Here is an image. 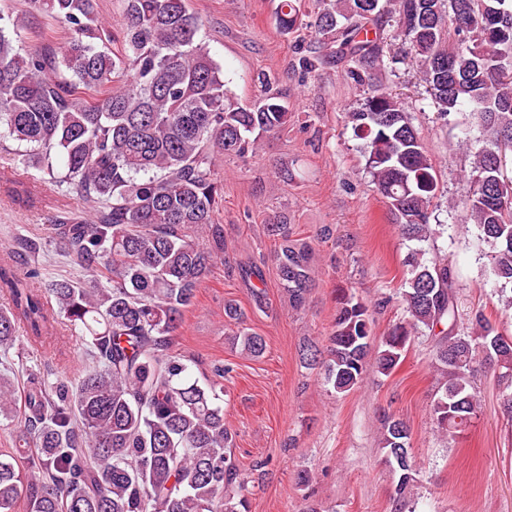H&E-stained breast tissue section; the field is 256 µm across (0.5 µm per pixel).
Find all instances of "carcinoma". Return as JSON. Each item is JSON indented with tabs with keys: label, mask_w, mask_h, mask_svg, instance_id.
Here are the masks:
<instances>
[{
	"label": "carcinoma",
	"mask_w": 512,
	"mask_h": 512,
	"mask_svg": "<svg viewBox=\"0 0 512 512\" xmlns=\"http://www.w3.org/2000/svg\"><path fill=\"white\" fill-rule=\"evenodd\" d=\"M119 33L99 19L97 0H28L29 12L64 25L62 51L27 49L24 20L0 17V142L17 143L12 161L24 170L60 162L64 195L93 201L84 216L68 207L51 217L54 239L87 282L53 281L47 295L31 288L38 275L0 264V351L18 332L36 341L58 319L89 338L92 365L73 379L51 382L27 370L24 404L14 378L0 374V417L15 423L23 447L0 453V512H248L249 473L232 456L224 425V376L218 365L199 382L194 360L171 352L185 312L215 261L224 257V225L215 221L224 197L216 158H244L260 137L288 125V101L267 75L260 96L240 104L220 66L196 42L201 21L185 0H119ZM299 0H279L278 31L298 28ZM393 18L421 63L423 80L443 115L473 106L486 134L474 152L462 200L466 220L492 247L501 292L512 286V180L503 173L512 152V0H323L313 20L324 59L362 69L383 63L385 23ZM366 144V165L393 224L407 241L434 231L436 171L398 99L377 92L348 113ZM277 242L268 253L291 307H305L316 287L312 247L295 238L285 216L264 225ZM401 299L405 316L371 348L368 305L336 294L328 345L303 347V360L323 371L337 392L367 372L391 375L412 337L431 335L441 376L431 406L437 428L460 437L480 412L473 364L498 371L512 414V336L481 311L474 331L457 329V298L446 264L422 254L407 259ZM253 304L266 305L265 263L231 268ZM233 344L258 359L266 341L245 327L241 308L224 304ZM410 429L395 415L380 419L389 459L409 448ZM397 498L413 481V462L396 466Z\"/></svg>",
	"instance_id": "cac0c4a2"
}]
</instances>
